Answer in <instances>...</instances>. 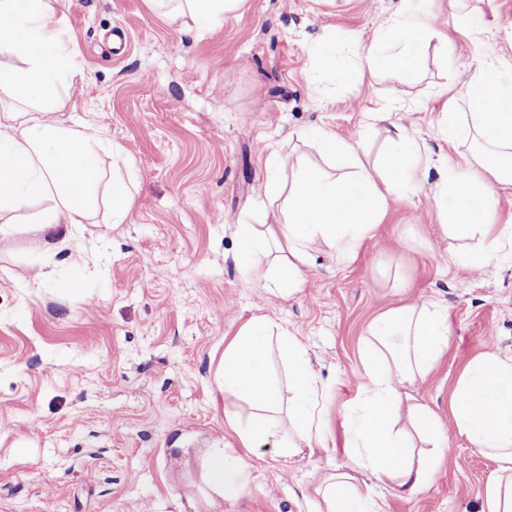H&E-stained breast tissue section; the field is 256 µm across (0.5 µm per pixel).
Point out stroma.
Listing matches in <instances>:
<instances>
[{"instance_id":"obj_1","label":"stroma","mask_w":512,"mask_h":512,"mask_svg":"<svg viewBox=\"0 0 512 512\" xmlns=\"http://www.w3.org/2000/svg\"><path fill=\"white\" fill-rule=\"evenodd\" d=\"M404 12L433 32L414 77L381 67L346 81L319 67L321 36L353 65L362 40ZM57 15L84 78L53 116L119 143L139 185L126 223L99 207L49 255L26 216L0 248V512H313L319 480L349 461L366 327L419 296L447 309L449 336L413 394L449 427L452 451L411 497L362 493L379 512H480L497 464L454 432L451 397L475 357L512 356V257L450 265L462 244L423 186L390 199L353 259L313 243L306 288L283 298L262 286L274 250L243 272L235 228L282 222L268 154L290 182L313 127L362 138L370 162L393 121L419 131L433 163L477 153L438 121L450 106L472 111L477 61L512 65V0H244L201 32L147 0H59ZM257 316L289 328L323 381L325 446L287 466L271 447L242 448L225 415L247 407L216 378L225 344ZM210 448L248 464L216 509L201 478Z\"/></svg>"}]
</instances>
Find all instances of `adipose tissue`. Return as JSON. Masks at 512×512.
I'll use <instances>...</instances> for the list:
<instances>
[{
    "instance_id": "ef3b65f1",
    "label": "adipose tissue",
    "mask_w": 512,
    "mask_h": 512,
    "mask_svg": "<svg viewBox=\"0 0 512 512\" xmlns=\"http://www.w3.org/2000/svg\"><path fill=\"white\" fill-rule=\"evenodd\" d=\"M54 0H0V243L14 234L13 224L33 201L44 208L34 220L46 252L73 238L88 219L101 181L109 183V221L126 223L138 184V172L123 148L93 128L75 129L51 113L61 92L81 79L82 70L67 49L55 20ZM153 13H189L194 25H210L240 0H148ZM428 38L413 15H401L364 44L366 64L381 63L405 75L416 69V49ZM491 96L483 111L462 117L449 109L440 120L448 141L493 130L495 137L476 177L461 165L440 171L434 201L446 231L467 241L459 264L483 268L512 246V225L494 221L502 188L512 185V77L477 67L471 99ZM308 147L323 166L301 169L288 191V219L257 231L238 228L236 260L249 268L267 242L280 243L282 260L267 277V290L289 296L306 286L304 268L311 243L334 248L338 258L353 257L383 222L387 199L405 195L428 178L421 166L415 132L401 124L389 131L388 148L375 170L364 164L361 141H347L323 128L305 133ZM112 159L103 178L100 154ZM448 347V313L423 299L379 315L362 348V382L357 415L349 428L350 463L328 473L316 490L314 512H374L359 492L371 480L397 496L418 493L433 478L447 447L438 414L415 402L409 389L424 379ZM288 364V381L268 373L272 355ZM217 379L225 395L245 399L249 419L226 416L243 447L261 449L276 442V453L291 461L321 443L322 409L316 399L322 385L306 347L289 330L264 317L241 326L224 348ZM287 420H280V407ZM453 419L470 445L490 455L497 470L487 482L481 512H512V358L487 352L474 358L453 394ZM244 464L224 449L205 455L203 479L217 497L238 490Z\"/></svg>"
}]
</instances>
